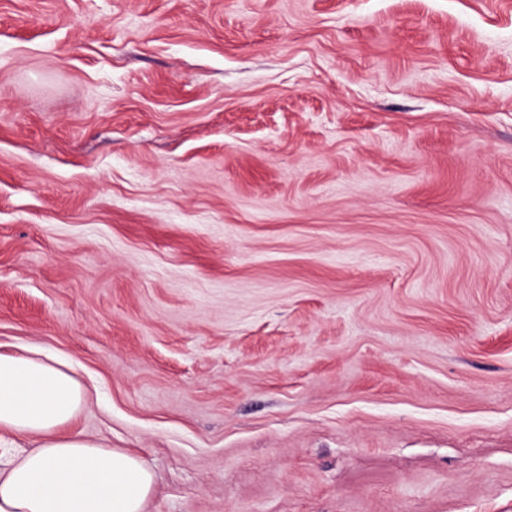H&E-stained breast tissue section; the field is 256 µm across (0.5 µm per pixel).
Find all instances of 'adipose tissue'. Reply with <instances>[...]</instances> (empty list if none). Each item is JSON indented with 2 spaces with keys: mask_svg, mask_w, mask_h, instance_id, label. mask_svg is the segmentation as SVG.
<instances>
[{
  "mask_svg": "<svg viewBox=\"0 0 512 512\" xmlns=\"http://www.w3.org/2000/svg\"><path fill=\"white\" fill-rule=\"evenodd\" d=\"M86 400L57 356L0 354V433L34 442L0 460V512H145L156 482L147 463L69 432Z\"/></svg>",
  "mask_w": 512,
  "mask_h": 512,
  "instance_id": "adipose-tissue-1",
  "label": "adipose tissue"
}]
</instances>
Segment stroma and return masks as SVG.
I'll list each match as a JSON object with an SVG mask.
<instances>
[{
    "label": "stroma",
    "instance_id": "stroma-1",
    "mask_svg": "<svg viewBox=\"0 0 512 512\" xmlns=\"http://www.w3.org/2000/svg\"><path fill=\"white\" fill-rule=\"evenodd\" d=\"M146 512H512V0H0V353Z\"/></svg>",
    "mask_w": 512,
    "mask_h": 512
}]
</instances>
